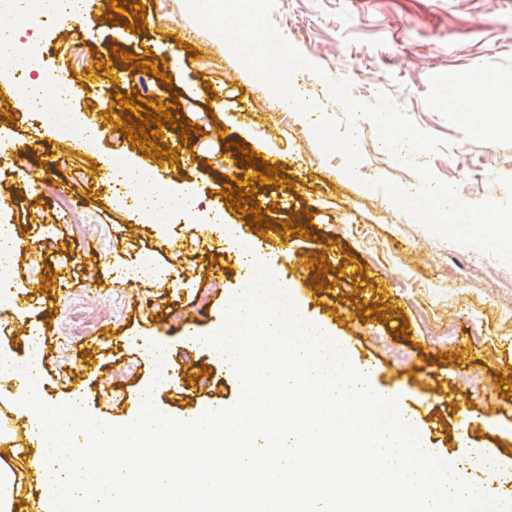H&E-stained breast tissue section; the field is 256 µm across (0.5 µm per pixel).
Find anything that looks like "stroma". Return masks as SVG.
<instances>
[{"label":"stroma","mask_w":512,"mask_h":512,"mask_svg":"<svg viewBox=\"0 0 512 512\" xmlns=\"http://www.w3.org/2000/svg\"><path fill=\"white\" fill-rule=\"evenodd\" d=\"M80 23L50 19L32 29L45 53L42 70L52 68L53 52L65 48L73 68L92 62L104 51L107 72L119 66L118 53L156 62L163 77L142 96V117L154 108L173 105L176 127H162L151 157L134 145L110 113L121 99L133 98V86L104 83L94 91L72 93V111L94 116L100 126L96 150L71 156L68 139L50 132L53 155L41 147L30 151L26 174L8 173L0 182V224H11L27 244L16 254L15 283L27 284L17 309L0 311V348L19 360L29 357V338L46 334L39 353L42 401L64 404L81 390L87 411L123 426L138 416V393L153 383L157 368L142 355L141 342L153 339L171 364L167 384L154 403L169 417L181 419L220 404L234 405L241 394L238 377L204 347L174 335L171 309L198 322L201 336L219 329L238 291L240 242L261 254L311 318L322 322L357 365L378 361L373 387L398 396L400 409L412 414L423 447L439 458L460 464L478 448H512V238L483 227L482 240L465 241L433 225L419 223L407 211L392 208L398 192L429 178L456 198L486 204L512 194V131L485 137L478 124L449 111L447 87L435 85L433 72L479 78L512 89V0H277L273 19L308 59L334 79L352 83L353 96L375 104L387 93L424 131L445 139L437 155L407 151L401 167L386 156L363 151L356 177L345 171L342 154H326L312 129L297 113L274 108L256 90L257 80L233 55L217 46L213 33L189 15L184 0H138L145 30L141 46L127 43L124 28L134 22L128 12L106 24L103 0H85ZM185 34L183 46L163 39L170 27ZM196 85L193 99H176L184 84ZM223 86L220 101L210 97ZM194 125L199 134L191 151L195 161L182 165L181 131ZM262 146L283 156L286 166L275 182L259 193L261 213L269 223H288L299 256L287 259L272 233L261 232L249 216L233 210L227 197L209 194L210 184H233L246 160L241 146ZM137 159L144 170H158L164 182L194 185L206 191L205 206L224 210L234 229L227 238L198 220L145 224L130 206L116 202L108 182L86 195L82 175L97 155ZM68 179L77 209L94 215L85 230L53 216L54 200L41 191L43 182ZM78 254L72 262L70 254ZM336 267L363 270L374 289L345 284L322 275L310 264L321 256ZM151 257L155 275L131 283H114V274ZM224 267L221 288H211L213 262ZM204 310H197L199 298ZM72 323V334L61 333ZM95 338L87 361L75 348ZM206 373L210 384L187 398L172 390L184 373ZM472 401L482 415L469 436L455 430L460 414L454 400ZM12 446L0 445V460L20 478V494L40 507L42 488L30 464L23 427Z\"/></svg>","instance_id":"obj_1"}]
</instances>
